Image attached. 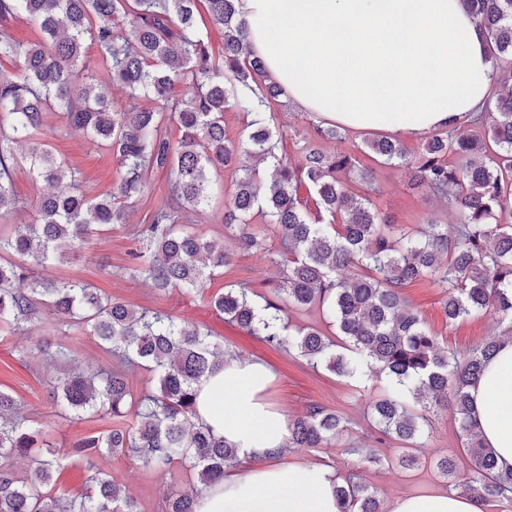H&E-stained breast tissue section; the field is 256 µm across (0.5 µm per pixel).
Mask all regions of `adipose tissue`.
<instances>
[{"instance_id": "ef3b65f1", "label": "adipose tissue", "mask_w": 512, "mask_h": 512, "mask_svg": "<svg viewBox=\"0 0 512 512\" xmlns=\"http://www.w3.org/2000/svg\"><path fill=\"white\" fill-rule=\"evenodd\" d=\"M247 47L289 102L319 120L420 139L482 112L497 74L463 0H238ZM271 371L228 359L201 382L195 421L255 462L197 497L196 512H338L334 474L285 461V415L266 399ZM477 429L512 468V342L471 390ZM391 512H484L433 492Z\"/></svg>"}]
</instances>
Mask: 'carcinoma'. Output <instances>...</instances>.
Instances as JSON below:
<instances>
[{
	"label": "carcinoma",
	"instance_id": "carcinoma-1",
	"mask_svg": "<svg viewBox=\"0 0 512 512\" xmlns=\"http://www.w3.org/2000/svg\"><path fill=\"white\" fill-rule=\"evenodd\" d=\"M198 0H0V19L24 16L38 33L21 42L0 25V58L19 74L0 75V219L19 207L31 221L0 230V332L30 330L45 309L95 337L120 363L152 375L156 390L135 395L124 371L66 373L49 397L62 418L99 414L132 425L81 437L70 448L39 444L42 425L18 411L0 389V512H141L112 476L96 470L79 496L52 495L47 487L62 462L90 463L105 453L125 454L157 472L175 460L196 470V483L166 496V512H195L201 490L224 479L238 451L193 421L196 387L228 352L189 322L102 297L74 278L45 281L31 269L76 257L102 226L126 223L112 197L89 199L78 191L76 172L56 160L43 136L54 115L103 146L123 169L116 195L128 201L144 194L148 172L170 171V193L180 203L157 206L137 232L141 247L128 253V270L160 291L204 288L240 252L260 246L252 223L259 210L275 226L285 257L275 300L257 305L246 288H226L211 297L224 319L275 347H288L314 366L358 378L370 369L389 385L370 405L372 426L383 437L421 446L428 415L451 409L463 436L470 468L457 471L455 455L436 469L454 490L512 512V470L497 467L480 439L468 388L483 375L501 340L512 339V0H465L484 29L499 71L493 108L476 125L483 137L442 130L407 165L413 180L457 212L456 224H425L415 235L393 224L370 198L352 191L340 173L356 168L345 153L315 144L290 160L276 153L277 114L270 102L281 87L263 62L246 56L245 20L237 0H206L210 16L224 26V52L215 58L196 22ZM98 46L111 83L128 90L116 108L108 86L88 80L85 39ZM190 81L197 94L171 101L175 85ZM163 104L137 105L140 96ZM252 115L244 139L231 140L224 111ZM176 126L179 138L171 137ZM365 146L388 163L404 159L402 144L366 138ZM52 191L19 205L13 190L18 161ZM257 161H268L262 178ZM240 174L224 198L222 221L230 245L217 246L186 229L187 213L208 205L213 177ZM308 191L310 198L300 194ZM427 279L446 294L448 322L497 315L498 337L458 355L440 346L402 289ZM317 307L336 326L342 343L315 328H292L288 309ZM288 448H324L349 430V422L313 404L288 420ZM32 462L26 479L9 461ZM340 512H383L381 501L350 470L336 484Z\"/></svg>",
	"mask_w": 512,
	"mask_h": 512
}]
</instances>
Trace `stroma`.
I'll return each mask as SVG.
<instances>
[{
  "label": "stroma",
  "instance_id": "stroma-1",
  "mask_svg": "<svg viewBox=\"0 0 512 512\" xmlns=\"http://www.w3.org/2000/svg\"><path fill=\"white\" fill-rule=\"evenodd\" d=\"M272 109L278 115L280 150L286 157H295L300 148L309 143L321 144L328 152L355 154L358 171L351 174L350 179L358 183L361 192L370 195L379 213L410 231L419 230L429 221L448 225L457 222L456 212L428 189L411 183L407 166L385 165L362 153L365 132L346 128L342 131V139L322 141L317 137V122L311 114L298 110L283 97L274 101ZM47 142L59 160L78 170L79 189L87 197L99 199L114 191L121 178V169L106 149L90 145L82 133L61 126L48 135ZM364 170L372 172L371 183L360 182L359 174ZM234 180V174L229 172L218 177L210 206L190 213L191 227L209 238L227 241L228 234L220 216L224 211V197L231 191ZM169 190L168 170L149 171L144 197L126 207V224L101 228L84 246L79 260L45 265L38 268V276L43 279L64 276L79 279L109 298L161 311L177 320L195 322L223 341L225 348L237 358L260 362L274 373L275 379L267 389L266 397L286 418L303 414L307 405L315 403L349 419L350 430L341 441L326 448H294L287 459L324 464L339 476L353 465L351 456L345 453L346 448H369L387 457L388 465H368L362 472L364 483L376 491L385 512H390L393 502L400 497L447 491L445 480L434 467L435 460L453 451L457 454L459 470H468L470 466L468 456L460 450L463 438L451 413L441 411L432 415L417 465L410 470L403 469L396 463L400 454L398 444L376 441L365 415L369 403L380 395L383 381L372 374L356 380L337 376L322 367L312 368L296 354L270 348L237 326L226 323L223 315L211 306L210 296L230 285H242L253 289L260 298L273 299L271 282L278 279L282 271L281 265L272 261L281 249L275 230L267 231L261 251L236 256L222 275L208 282L199 292L181 288L160 292L149 281L127 272L128 253L138 245L136 231L149 223L150 214L157 205L169 200ZM404 293L420 311L427 328L450 350L466 351L477 342L497 336L501 330L497 316L492 314L480 320L449 323L443 309V295L429 282L412 284ZM43 320L54 329L50 340L70 347L72 356L62 360L43 354L42 348L48 339L37 331L0 337V389L21 402L26 416L42 424L43 438L49 444L66 447L77 438L104 434L116 428V421L106 418L66 421L56 417L47 394L48 381L67 370L108 367L113 360L94 337L69 329L65 323L55 321L52 315H44ZM92 467L111 473L137 501L141 512H165L166 494L186 489L196 479L195 470L180 461L159 473L132 457L105 454L91 465L68 461L57 478L56 488L72 496L80 494Z\"/></svg>",
  "mask_w": 512,
  "mask_h": 512
}]
</instances>
